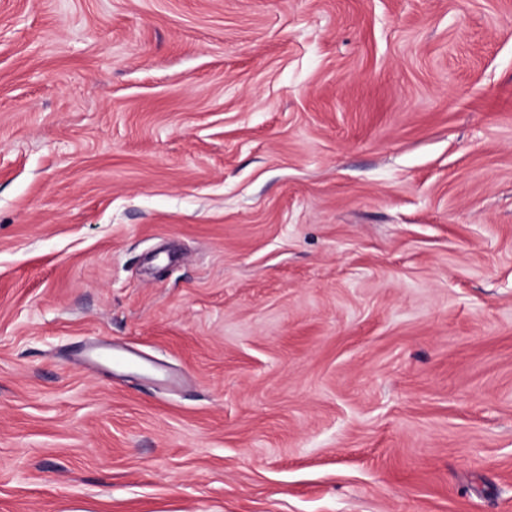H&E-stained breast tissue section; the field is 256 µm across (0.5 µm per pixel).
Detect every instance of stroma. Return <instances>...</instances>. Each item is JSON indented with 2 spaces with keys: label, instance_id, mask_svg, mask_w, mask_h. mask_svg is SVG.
<instances>
[{
  "label": "stroma",
  "instance_id": "35a3bbf8",
  "mask_svg": "<svg viewBox=\"0 0 512 512\" xmlns=\"http://www.w3.org/2000/svg\"><path fill=\"white\" fill-rule=\"evenodd\" d=\"M0 512H512V0H0Z\"/></svg>",
  "mask_w": 512,
  "mask_h": 512
}]
</instances>
